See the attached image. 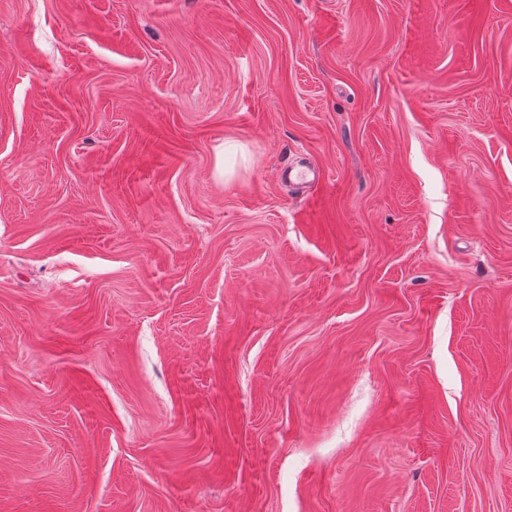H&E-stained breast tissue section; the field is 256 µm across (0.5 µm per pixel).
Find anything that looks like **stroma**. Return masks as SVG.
Masks as SVG:
<instances>
[{
	"mask_svg": "<svg viewBox=\"0 0 512 512\" xmlns=\"http://www.w3.org/2000/svg\"><path fill=\"white\" fill-rule=\"evenodd\" d=\"M0 512H512V0H0Z\"/></svg>",
	"mask_w": 512,
	"mask_h": 512,
	"instance_id": "1",
	"label": "stroma"
}]
</instances>
